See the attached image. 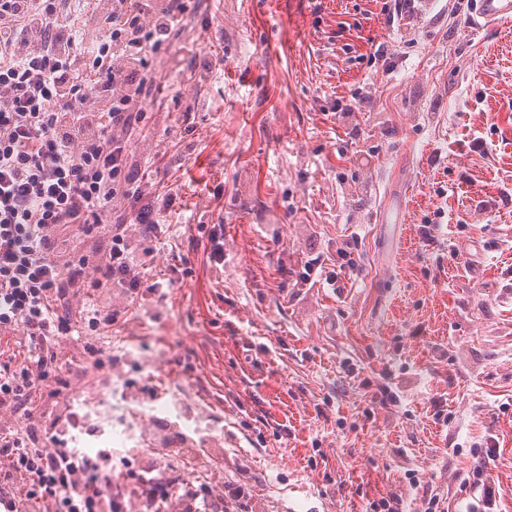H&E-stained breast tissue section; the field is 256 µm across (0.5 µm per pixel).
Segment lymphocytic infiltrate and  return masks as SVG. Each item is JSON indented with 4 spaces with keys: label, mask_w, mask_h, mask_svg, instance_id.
Instances as JSON below:
<instances>
[{
    "label": "lymphocytic infiltrate",
    "mask_w": 512,
    "mask_h": 512,
    "mask_svg": "<svg viewBox=\"0 0 512 512\" xmlns=\"http://www.w3.org/2000/svg\"><path fill=\"white\" fill-rule=\"evenodd\" d=\"M193 0H0V335L24 359H0V410L34 416L57 378L60 340L112 326L99 289L154 293L139 258L176 197L150 191L130 162L147 107L151 53L183 33ZM81 298V323L68 308ZM479 446L468 512H495ZM112 461L32 447L0 428V512H121Z\"/></svg>",
    "instance_id": "lymphocytic-infiltrate-1"
}]
</instances>
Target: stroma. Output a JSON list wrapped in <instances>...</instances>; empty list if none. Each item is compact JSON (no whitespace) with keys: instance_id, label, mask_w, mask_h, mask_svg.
Masks as SVG:
<instances>
[{"instance_id":"obj_1","label":"stroma","mask_w":512,"mask_h":512,"mask_svg":"<svg viewBox=\"0 0 512 512\" xmlns=\"http://www.w3.org/2000/svg\"><path fill=\"white\" fill-rule=\"evenodd\" d=\"M197 4L183 41L149 59L135 143L182 208L146 258L156 295H100L123 313L113 337L141 339L104 372L146 397L154 361L213 402L224 455L205 466L224 512H240L224 487L244 484L252 512H371L390 493L422 512L425 491L464 512L490 429L488 474L512 512V24L475 29L448 0L395 21L379 0ZM379 44L388 60H371ZM476 137L487 153L468 149ZM438 210L432 248L419 227ZM311 257L335 285L302 282ZM96 343L58 347L65 385L40 407L66 405ZM382 385L396 404L373 402Z\"/></svg>"}]
</instances>
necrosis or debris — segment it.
Returning a JSON list of instances; mask_svg holds the SVG:
<instances>
[{
	"label": "necrosis or debris",
	"mask_w": 512,
	"mask_h": 512,
	"mask_svg": "<svg viewBox=\"0 0 512 512\" xmlns=\"http://www.w3.org/2000/svg\"><path fill=\"white\" fill-rule=\"evenodd\" d=\"M155 393L144 402L121 380L100 379L78 386L64 410L67 441L80 452L115 454L112 489L121 501L132 492L166 489L205 481L195 460L183 459L180 471L167 465L165 439L175 432L196 448H220L224 433L208 423L209 409L193 403L164 377L153 376Z\"/></svg>",
	"instance_id": "4bbe7bcc"
}]
</instances>
